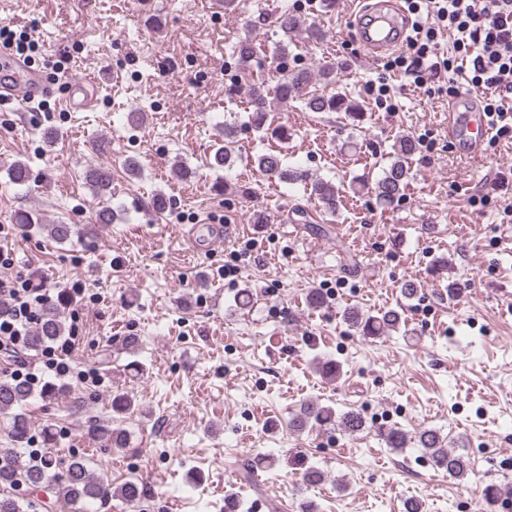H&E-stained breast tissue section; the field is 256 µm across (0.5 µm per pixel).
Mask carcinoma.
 <instances>
[{
	"label": "carcinoma",
	"instance_id": "obj_1",
	"mask_svg": "<svg viewBox=\"0 0 512 512\" xmlns=\"http://www.w3.org/2000/svg\"><path fill=\"white\" fill-rule=\"evenodd\" d=\"M301 26L299 16L291 11H283L278 18V31L281 36L278 55L274 58L275 71L279 74L274 90L275 98L281 104L296 97L313 80V74L306 68H296L288 65L290 56L289 45L292 36ZM238 64L243 70L251 68L252 61L257 59V48L249 38L241 39L233 48ZM304 108L310 112H346L353 118L362 115L361 106L347 95L336 93L315 92L304 99ZM245 126L256 132H270V135L279 141L289 139L288 127L273 125L270 111L267 108V95L264 82L252 83V110L247 115ZM237 136V127L224 125V140L217 144L212 156L211 166L217 169L228 168L233 164L232 144ZM418 150V141L409 136L398 138L393 144V155L390 164L383 169L382 175L373 185L359 182L351 185V190L358 193L366 188L371 190L379 205L389 207L399 201L409 178V160ZM255 164L259 173L269 179L277 180L287 186L298 182L306 183L310 195L317 198L324 213L333 215L338 205V189L336 185L324 179H312L308 174L290 165L287 157L280 151L265 152L258 155ZM13 183L25 186L31 178L29 164L22 160L14 161L9 168ZM86 181L98 196L112 194V169L107 166L93 167L86 172ZM45 229L48 236L59 244L72 240L75 234L73 224H47ZM345 323L361 336H380L389 330H396L405 322L402 312L397 309L379 310L375 313L365 312L359 308H350L344 313ZM65 333L63 313L56 305L46 307L39 319L35 330L29 336V345L39 348L62 338ZM32 394L27 385L11 380H0V413L14 409L26 401ZM335 411L322 406L315 401L303 404L296 412L289 426L295 430H303L314 425L324 426L334 421ZM339 425L349 433L361 430L364 422L359 413L346 411L338 416ZM30 425L22 413H14L11 417L10 435L14 442L23 444L28 439ZM378 435L395 452H401L411 441L425 450L433 466L445 471L449 477L461 479L468 474L469 465L465 457L445 444V439L435 429H424L414 437H409L405 431L389 426L378 430ZM55 460L52 455H45L44 461L37 464L24 455L14 454L6 460L0 461V487L7 489L22 478L29 485L38 487L52 482L57 487L63 502L74 509V512H84V505L98 502L102 505L107 501L118 498L122 500H138L141 498L143 488L135 481H127L114 488L112 484L93 470L86 460L74 456L67 464L63 475L53 474L52 468Z\"/></svg>",
	"mask_w": 512,
	"mask_h": 512
}]
</instances>
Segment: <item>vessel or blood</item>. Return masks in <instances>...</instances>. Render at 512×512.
Masks as SVG:
<instances>
[{
  "mask_svg": "<svg viewBox=\"0 0 512 512\" xmlns=\"http://www.w3.org/2000/svg\"><path fill=\"white\" fill-rule=\"evenodd\" d=\"M351 22L364 53L378 60L399 48L411 27V18L401 0H361L352 13ZM94 78L70 82L63 98L71 112L92 110L95 99L91 93ZM50 83L40 70L15 60L8 51L0 52V102L24 108L38 95L48 93ZM448 131L463 142L461 154L471 158L480 154L491 134L489 120L481 109L466 106L464 111L449 110ZM224 242L220 224H198L192 230L193 246L215 249Z\"/></svg>",
  "mask_w": 512,
  "mask_h": 512,
  "instance_id": "vessel-or-blood-1",
  "label": "vessel or blood"
}]
</instances>
